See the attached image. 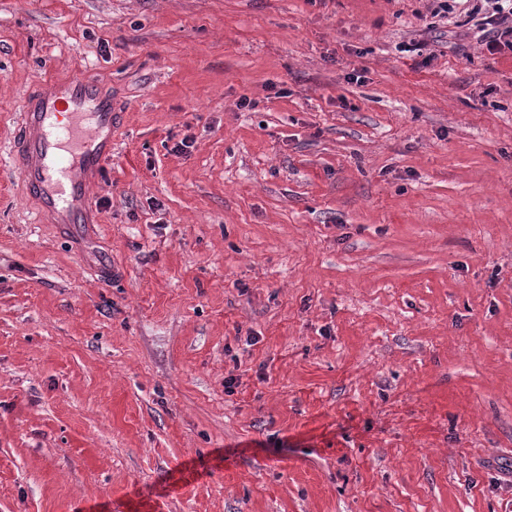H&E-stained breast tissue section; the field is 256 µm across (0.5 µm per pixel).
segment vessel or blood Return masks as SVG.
Returning a JSON list of instances; mask_svg holds the SVG:
<instances>
[{"label":"vessel or blood","mask_w":512,"mask_h":512,"mask_svg":"<svg viewBox=\"0 0 512 512\" xmlns=\"http://www.w3.org/2000/svg\"><path fill=\"white\" fill-rule=\"evenodd\" d=\"M114 120L111 96L82 69L26 93L12 162L54 223L79 224L88 216L89 184L112 154Z\"/></svg>","instance_id":"1"}]
</instances>
